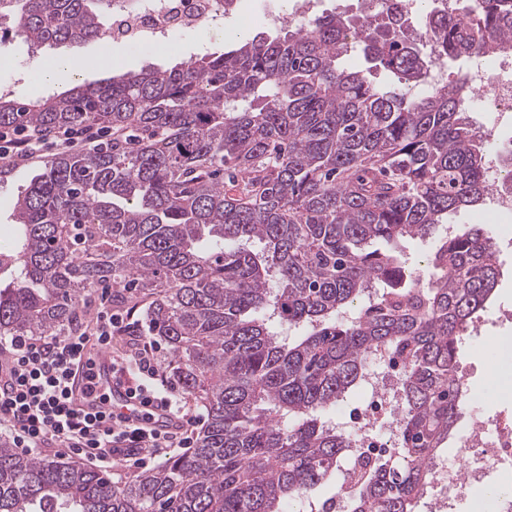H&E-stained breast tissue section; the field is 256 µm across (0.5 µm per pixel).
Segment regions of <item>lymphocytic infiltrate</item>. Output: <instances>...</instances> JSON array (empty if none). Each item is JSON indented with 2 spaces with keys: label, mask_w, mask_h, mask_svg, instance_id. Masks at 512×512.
I'll return each mask as SVG.
<instances>
[{
  "label": "lymphocytic infiltrate",
  "mask_w": 512,
  "mask_h": 512,
  "mask_svg": "<svg viewBox=\"0 0 512 512\" xmlns=\"http://www.w3.org/2000/svg\"><path fill=\"white\" fill-rule=\"evenodd\" d=\"M108 290L96 298V315L79 332L0 338V431L15 447L42 452L67 448L101 467L123 461L138 468L191 447L199 418L186 398L168 386L160 344L142 331L133 312L113 310ZM107 350L114 375L145 405L170 412L169 429L155 430L122 416L81 414L67 405L71 368L88 348Z\"/></svg>",
  "instance_id": "f902f5d3"
}]
</instances>
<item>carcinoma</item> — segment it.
Here are the masks:
<instances>
[{
  "label": "carcinoma",
  "mask_w": 512,
  "mask_h": 512,
  "mask_svg": "<svg viewBox=\"0 0 512 512\" xmlns=\"http://www.w3.org/2000/svg\"><path fill=\"white\" fill-rule=\"evenodd\" d=\"M115 2L0 0V23L35 49L100 41ZM474 7L430 15L434 58L374 17L334 14L171 69L0 94L1 130L112 129V146L55 154L18 195L0 337L77 331L86 293L109 284L207 415L193 448L122 486L0 438V512H284L341 467L350 439L326 415L379 348L403 366L396 451L348 512H415L466 403L461 339L498 282L488 231H445L488 190L467 70L425 86L436 63L512 49V0ZM355 51L363 70L342 65ZM407 237L435 239L417 294Z\"/></svg>",
  "instance_id": "obj_1"
}]
</instances>
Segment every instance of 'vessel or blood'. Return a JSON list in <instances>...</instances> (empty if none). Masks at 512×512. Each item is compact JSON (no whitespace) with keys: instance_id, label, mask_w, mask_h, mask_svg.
Returning a JSON list of instances; mask_svg holds the SVG:
<instances>
[{"instance_id":"1","label":"vessel or blood","mask_w":512,"mask_h":512,"mask_svg":"<svg viewBox=\"0 0 512 512\" xmlns=\"http://www.w3.org/2000/svg\"><path fill=\"white\" fill-rule=\"evenodd\" d=\"M95 367L93 371L79 369L69 380V405L77 410H87L92 406L88 396L89 383H97L100 389L109 394L108 411L135 420L143 416L145 407L139 400L132 398L125 385L116 382L112 377V362L102 352L94 353Z\"/></svg>"}]
</instances>
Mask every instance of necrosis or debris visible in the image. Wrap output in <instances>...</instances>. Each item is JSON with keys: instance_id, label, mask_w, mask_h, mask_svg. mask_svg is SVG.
Returning <instances> with one entry per match:
<instances>
[{"instance_id": "obj_1", "label": "necrosis or debris", "mask_w": 512, "mask_h": 512, "mask_svg": "<svg viewBox=\"0 0 512 512\" xmlns=\"http://www.w3.org/2000/svg\"><path fill=\"white\" fill-rule=\"evenodd\" d=\"M321 0H291L282 9L281 0H264L255 15L258 26L276 27L311 20ZM358 11L385 19L408 35L422 36L415 26V0H359ZM238 0H224L214 7L212 0H139L137 6L121 7L112 13V23L103 35L104 41H126L140 50L154 45H176L179 37L212 31L224 20L239 15ZM470 83L476 99L486 101L491 111L512 112V51L495 56L492 61L476 57L470 71ZM499 124L483 132L489 145L487 176L490 191L487 208L512 215V194L504 193L500 184L505 173L498 157L508 142L500 135ZM372 370L364 378L368 392L365 399L350 403L354 417L349 432L353 452L358 457L384 458L395 444L393 433L402 409L399 364L384 350L370 356ZM475 397L467 399L470 424L459 438L462 456L455 461L439 456L429 465L428 490L424 496L426 512H450L454 502L467 498L490 473L512 479V426L501 419L487 416L476 407Z\"/></svg>"}]
</instances>
